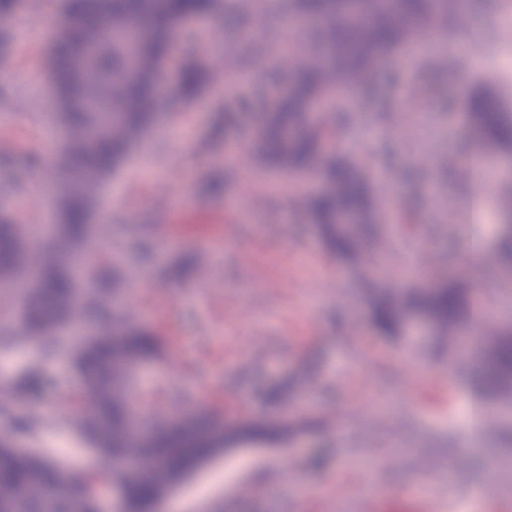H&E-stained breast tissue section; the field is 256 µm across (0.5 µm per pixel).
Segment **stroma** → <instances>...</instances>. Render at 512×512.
I'll return each instance as SVG.
<instances>
[{
	"label": "stroma",
	"mask_w": 512,
	"mask_h": 512,
	"mask_svg": "<svg viewBox=\"0 0 512 512\" xmlns=\"http://www.w3.org/2000/svg\"><path fill=\"white\" fill-rule=\"evenodd\" d=\"M237 24L230 13L198 20L219 36L223 82L185 108L168 94L177 80L176 68L168 69L158 109L169 121L100 185L96 222L124 249L134 239L120 233L123 224L153 225L164 245L130 269L123 294L124 310L164 343L163 360L140 372L155 414L204 408L232 421L257 410L264 387L309 364L315 387L289 414L322 419L324 427L216 455L163 500L161 512H375L385 491V512H512V468H488L466 441L471 390L433 355V333L375 334L369 288L292 206L279 171L259 161L258 132L286 82L272 80L235 39ZM62 27L59 0H40L29 23L7 27L0 151L12 159L34 146L51 152L64 137L42 120L53 109L47 63ZM444 45L447 61L426 53L403 66L399 83L376 82L369 107L394 108V124L363 125L349 111L334 144L362 154L378 173L396 172L382 192L419 198L432 223L468 224L487 182L469 163L471 142L448 139L434 114L438 103L453 101L451 120L466 128L464 92L484 85L512 105V7L471 0L469 11L451 14ZM450 154L457 165L439 170L437 159ZM27 179L13 214L44 228L58 223L50 199L60 174L46 160ZM185 251L206 259L197 277L163 280L158 267ZM44 369L57 379L55 390L12 407L41 421L38 444L56 449L67 473L96 475L100 463L69 429L88 407L80 379L65 357ZM425 484L437 490L433 502L411 506L410 494Z\"/></svg>",
	"instance_id": "1"
}]
</instances>
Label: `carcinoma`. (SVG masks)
I'll list each match as a JSON object with an SVG mask.
<instances>
[{
    "label": "carcinoma",
    "instance_id": "obj_1",
    "mask_svg": "<svg viewBox=\"0 0 512 512\" xmlns=\"http://www.w3.org/2000/svg\"><path fill=\"white\" fill-rule=\"evenodd\" d=\"M292 17L308 28L291 36V52L266 35L248 42L252 55L267 57L276 77L293 76L261 128L266 161L291 175L318 171L322 189L297 194L292 205L314 224L327 245L349 260L356 277L375 288L370 298L373 327L400 332L408 314L430 319L448 365L470 376L476 401L496 399L512 406V287L490 297L472 296L468 281L442 264L421 265L413 281L377 282L387 263L376 245L392 201L374 186L371 164L359 154L338 153L325 144L337 133L343 113L338 98L366 96L383 59L419 36L442 34L456 0H288ZM25 0H0V25H7ZM66 22L48 58L58 111L52 119L69 132L56 154L64 183L56 194L60 224L54 242L32 238L25 225L0 205V281L16 289L14 326L0 332V353L24 343L37 346L36 360L15 370L0 398V426L35 436L32 418L11 410L16 398L40 400L53 386L41 361L69 353L90 396L75 427L95 455L123 457L134 468L109 467L102 476L64 477L46 448L20 447L0 439V512H97L98 484L110 483L115 512H159L167 490L187 478L201 458L223 451L226 442L280 441L294 430L284 409L309 393L306 386H272L268 415H245L228 423L211 412L189 411L176 421L153 415L139 391L141 366L160 359L159 337L116 305L126 275L81 259L94 238L97 191L131 156L141 138L162 120L155 112L165 66L181 53L175 94L198 100L199 87L220 77L224 63L212 56L210 33H181L189 17L229 11L248 18L239 35L257 26L256 0H61ZM87 61L75 72V57ZM469 138L512 159V113L489 91L470 98ZM502 218L496 238L484 245L485 264L512 284V186L495 197ZM455 248L472 242L467 224H434ZM496 321L475 340L471 361L457 344L461 330L486 312Z\"/></svg>",
    "mask_w": 512,
    "mask_h": 512
}]
</instances>
